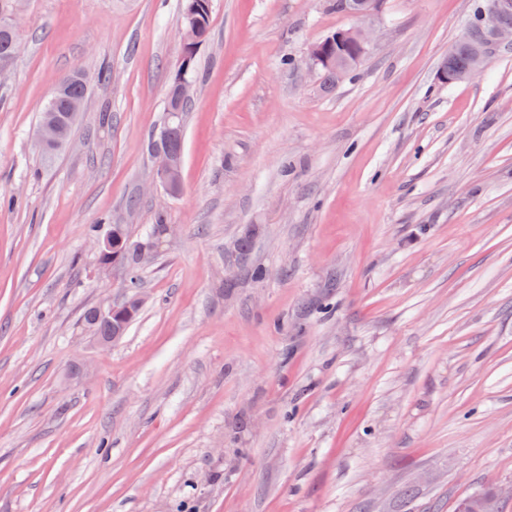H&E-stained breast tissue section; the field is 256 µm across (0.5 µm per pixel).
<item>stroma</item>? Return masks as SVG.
<instances>
[{
    "label": "stroma",
    "mask_w": 512,
    "mask_h": 512,
    "mask_svg": "<svg viewBox=\"0 0 512 512\" xmlns=\"http://www.w3.org/2000/svg\"><path fill=\"white\" fill-rule=\"evenodd\" d=\"M475 3L211 0L168 199L151 138L182 0H24L0 76V512H455L487 488L512 512V48L436 78ZM350 27L372 42L326 84L308 51ZM75 69L84 108L44 156ZM159 219L140 313L100 347L83 313L123 304L128 270L92 239Z\"/></svg>",
    "instance_id": "35a3bbf8"
}]
</instances>
